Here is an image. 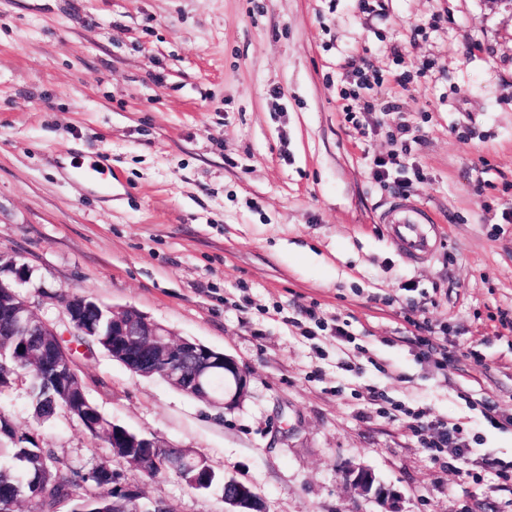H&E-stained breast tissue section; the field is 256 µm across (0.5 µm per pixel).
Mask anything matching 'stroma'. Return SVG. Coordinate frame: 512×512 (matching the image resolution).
<instances>
[{
	"label": "stroma",
	"mask_w": 512,
	"mask_h": 512,
	"mask_svg": "<svg viewBox=\"0 0 512 512\" xmlns=\"http://www.w3.org/2000/svg\"><path fill=\"white\" fill-rule=\"evenodd\" d=\"M399 123L419 136L403 195L371 162ZM96 156L111 190L73 173ZM401 196L436 221L430 257L381 222ZM0 252L61 334L66 298L89 296L233 357L247 394L224 410L97 347L75 366L106 420L194 450L268 512H385L346 481L359 466L402 512H512L490 465L512 460L504 0H0ZM417 409L463 428L468 474L423 448ZM0 414L171 512H224L219 489L148 480L78 420H41L26 380Z\"/></svg>",
	"instance_id": "1"
}]
</instances>
